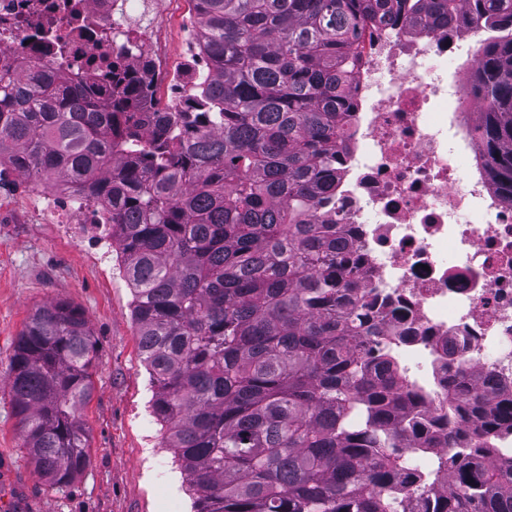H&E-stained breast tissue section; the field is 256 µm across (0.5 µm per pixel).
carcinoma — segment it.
I'll use <instances>...</instances> for the list:
<instances>
[{
	"label": "carcinoma",
	"mask_w": 512,
	"mask_h": 512,
	"mask_svg": "<svg viewBox=\"0 0 512 512\" xmlns=\"http://www.w3.org/2000/svg\"><path fill=\"white\" fill-rule=\"evenodd\" d=\"M211 74L181 112L112 62L106 102L68 72L0 65V166L61 183L110 212L132 292L151 409L193 491L194 512H512V392L448 377L452 488L429 494L398 449L432 448L424 394L373 349L336 244L339 115L379 15L463 18L495 35L467 91L512 204V0H193ZM99 360L84 312L38 308L10 364L36 471L65 487L89 464L79 407ZM481 442L463 446L464 427Z\"/></svg>",
	"instance_id": "carcinoma-1"
}]
</instances>
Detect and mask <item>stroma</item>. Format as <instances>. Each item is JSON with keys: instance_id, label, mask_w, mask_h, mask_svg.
<instances>
[{"instance_id": "stroma-1", "label": "stroma", "mask_w": 512, "mask_h": 512, "mask_svg": "<svg viewBox=\"0 0 512 512\" xmlns=\"http://www.w3.org/2000/svg\"><path fill=\"white\" fill-rule=\"evenodd\" d=\"M51 187L0 178V506L21 512H191L178 462L162 445L149 375L120 257L100 262L43 207ZM66 300L80 308L99 348L93 391L80 410L90 462L58 487L30 462L14 414L9 365L32 313Z\"/></svg>"}]
</instances>
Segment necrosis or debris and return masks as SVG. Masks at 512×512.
Wrapping results in <instances>:
<instances>
[{"mask_svg":"<svg viewBox=\"0 0 512 512\" xmlns=\"http://www.w3.org/2000/svg\"><path fill=\"white\" fill-rule=\"evenodd\" d=\"M163 0H0V59L61 68L85 90L107 65L168 77L181 107L202 75L195 20L186 63L166 74ZM490 30L452 23L380 25L350 86V137L336 181V222L367 299L390 302L380 325L432 413L448 377L512 387V205L490 185L474 135L481 103L460 75ZM53 218L110 241L107 211L58 193Z\"/></svg>","mask_w":512,"mask_h":512,"instance_id":"necrosis-or-debris-1","label":"necrosis or debris"}]
</instances>
